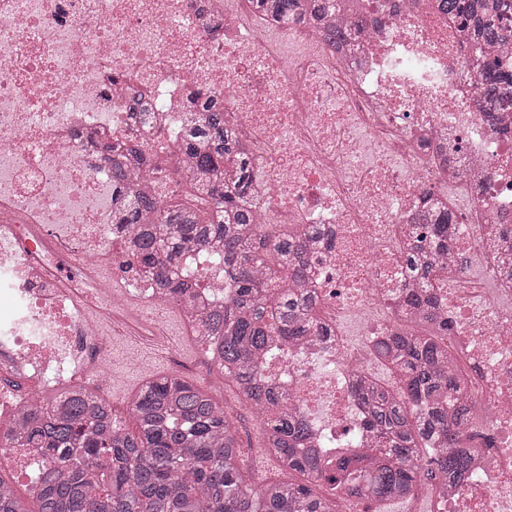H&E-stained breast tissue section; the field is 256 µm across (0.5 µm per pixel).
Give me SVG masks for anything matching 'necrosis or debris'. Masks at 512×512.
Listing matches in <instances>:
<instances>
[{"label":"necrosis or debris","mask_w":512,"mask_h":512,"mask_svg":"<svg viewBox=\"0 0 512 512\" xmlns=\"http://www.w3.org/2000/svg\"><path fill=\"white\" fill-rule=\"evenodd\" d=\"M357 22V37H330ZM472 57L435 0H341L288 23L251 0H0V385H95L112 332L159 335L97 271L126 259L89 140L172 149L215 93L254 163L261 223L332 232L315 279L332 334L281 347L266 369L328 443L363 435L348 375L372 354L345 319L389 326L421 187L457 212L463 263L438 296L458 369L491 409V445L436 512H512V277L498 235L512 223V113L485 123ZM131 87L161 111L129 112Z\"/></svg>","instance_id":"4bbe7bcc"}]
</instances>
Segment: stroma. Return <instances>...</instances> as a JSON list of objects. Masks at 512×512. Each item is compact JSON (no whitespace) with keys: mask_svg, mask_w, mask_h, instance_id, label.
Returning a JSON list of instances; mask_svg holds the SVG:
<instances>
[{"mask_svg":"<svg viewBox=\"0 0 512 512\" xmlns=\"http://www.w3.org/2000/svg\"><path fill=\"white\" fill-rule=\"evenodd\" d=\"M152 313L166 323L170 332L168 344L151 346L141 343L133 354L126 347H118L103 375L100 393L113 410L124 417L126 427L131 429L135 426L129 417L128 402L144 380L178 371L200 382L216 401L224 404L227 414L236 421L241 444L239 465L255 484L288 479V471L275 457H266L262 462L257 460L256 452L264 444V428L260 419L232 387L216 385L214 375L208 372L204 351L190 336L179 310L174 305L158 303L153 306Z\"/></svg>","mask_w":512,"mask_h":512,"instance_id":"1","label":"stroma"}]
</instances>
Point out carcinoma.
Masks as SVG:
<instances>
[{"instance_id":"carcinoma-1","label":"carcinoma","mask_w":512,"mask_h":512,"mask_svg":"<svg viewBox=\"0 0 512 512\" xmlns=\"http://www.w3.org/2000/svg\"><path fill=\"white\" fill-rule=\"evenodd\" d=\"M252 2L284 20L334 8L326 0ZM438 7L456 19L475 50L481 112L493 120L511 111L512 70L492 54L512 45L509 5L439 0ZM180 136L189 161L156 160L183 188V198L147 191L139 147L119 141L99 146L111 165L112 223L124 229L127 270L178 308L194 340L206 346L210 364L261 414L267 452L303 481L253 488L238 465L235 421L190 377L170 372L148 378L132 398L134 432L82 384L36 393L15 411L0 439L8 448L42 452L39 481L26 487L37 512H338L351 494L379 505L421 485L439 499L468 485L477 452L489 447L475 434L486 410L469 397L448 351V320L438 311L435 289L452 260L455 214L427 205L418 211L406 258L408 287L392 302L395 325L370 337L397 385L353 370L352 395L366 415L368 447L321 456L311 449L312 426L260 366L279 342L328 335L308 282L323 225L257 223L252 160L214 101L185 118ZM193 250L224 264L223 300L207 306L196 300L201 281L187 263ZM0 512H28L14 484L1 476Z\"/></svg>"}]
</instances>
